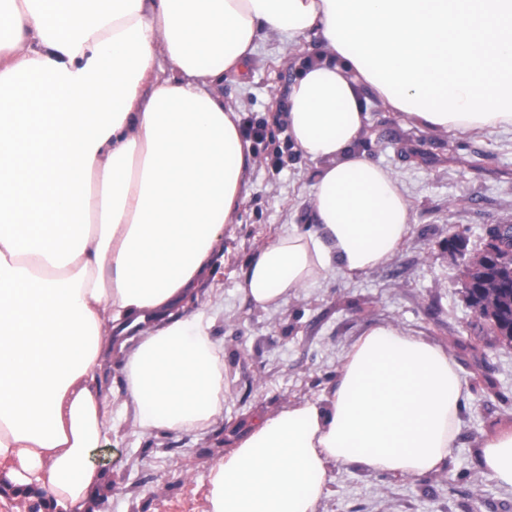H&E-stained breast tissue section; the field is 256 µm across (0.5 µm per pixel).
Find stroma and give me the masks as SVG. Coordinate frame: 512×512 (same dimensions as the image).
I'll return each mask as SVG.
<instances>
[{
  "instance_id": "35a3bbf8",
  "label": "stroma",
  "mask_w": 512,
  "mask_h": 512,
  "mask_svg": "<svg viewBox=\"0 0 512 512\" xmlns=\"http://www.w3.org/2000/svg\"><path fill=\"white\" fill-rule=\"evenodd\" d=\"M316 52L312 40H266L245 74L224 78L243 125L273 132L252 143L249 194L224 232L217 279L200 290L224 346V413L203 432L141 436L118 426L94 457L113 482L103 512H203L210 467L235 438L260 415L329 397L344 350L377 322L451 353L464 386L457 441L433 474L331 469L319 512H512V490L484 474L479 455L483 439L512 422V343L485 332L464 264L493 228L512 224V129L433 132L369 98L360 147L394 172L413 208L400 251L362 277L329 276L278 309L255 308L237 291L256 247L291 225L314 228L317 167L294 150L282 117L289 85Z\"/></svg>"
}]
</instances>
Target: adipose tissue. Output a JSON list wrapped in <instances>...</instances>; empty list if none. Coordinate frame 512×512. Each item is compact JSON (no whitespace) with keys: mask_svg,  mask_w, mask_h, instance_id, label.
I'll return each mask as SVG.
<instances>
[{"mask_svg":"<svg viewBox=\"0 0 512 512\" xmlns=\"http://www.w3.org/2000/svg\"><path fill=\"white\" fill-rule=\"evenodd\" d=\"M317 37L284 121L318 167L315 230L261 245L254 307L386 264L412 230L388 167L359 148L369 98L436 132L512 128V0H0V481L100 512L92 461L135 433L211 428L224 347L206 309L247 197L251 143L225 103L259 42ZM121 358L124 397L97 378ZM463 384L442 346L389 323L343 354L332 395L261 416L211 467L206 512H318L329 472L418 477L455 446ZM482 468L512 489V425Z\"/></svg>","mask_w":512,"mask_h":512,"instance_id":"1","label":"adipose tissue"}]
</instances>
